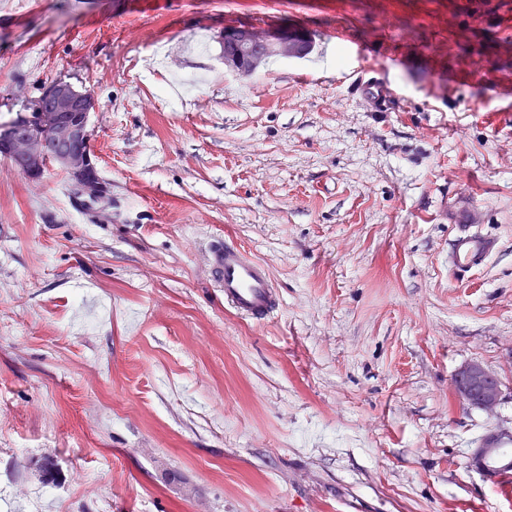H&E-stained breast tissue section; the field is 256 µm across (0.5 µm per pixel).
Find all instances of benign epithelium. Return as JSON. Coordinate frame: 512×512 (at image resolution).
Returning <instances> with one entry per match:
<instances>
[{"instance_id": "benign-epithelium-1", "label": "benign epithelium", "mask_w": 512, "mask_h": 512, "mask_svg": "<svg viewBox=\"0 0 512 512\" xmlns=\"http://www.w3.org/2000/svg\"><path fill=\"white\" fill-rule=\"evenodd\" d=\"M224 65L245 74L270 56L300 59L309 44L286 33L266 34L256 28L226 27L219 36ZM99 109L93 92L59 78L44 85L39 96L27 99V109L0 125V157L31 180L52 167L66 174L75 188L89 190L88 175L96 169L91 150V114ZM504 379L478 361L461 366L454 377L458 398L473 408L492 413L499 406ZM507 435L492 431L471 460L491 474L499 461V442Z\"/></svg>"}]
</instances>
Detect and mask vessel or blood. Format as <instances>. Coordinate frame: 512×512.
I'll return each instance as SVG.
<instances>
[{"label": "vessel or blood", "mask_w": 512, "mask_h": 512, "mask_svg": "<svg viewBox=\"0 0 512 512\" xmlns=\"http://www.w3.org/2000/svg\"><path fill=\"white\" fill-rule=\"evenodd\" d=\"M358 92L369 98L379 112H392L400 98L380 74L362 77ZM448 221L456 233L448 250V268L456 275L481 269L497 248L494 237L475 231V206L464 202L452 209ZM209 278L224 295V307L246 321L271 319L282 306L279 289L267 263L255 258L232 239L215 242L209 249Z\"/></svg>", "instance_id": "1"}]
</instances>
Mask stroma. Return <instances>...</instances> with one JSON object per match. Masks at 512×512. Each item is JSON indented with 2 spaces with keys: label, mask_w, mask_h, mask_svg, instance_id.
Segmentation results:
<instances>
[{
  "label": "stroma",
  "mask_w": 512,
  "mask_h": 512,
  "mask_svg": "<svg viewBox=\"0 0 512 512\" xmlns=\"http://www.w3.org/2000/svg\"><path fill=\"white\" fill-rule=\"evenodd\" d=\"M227 25L316 49L244 79ZM59 77L99 99L112 218L0 160V512H512L471 461L512 434V0H0V123ZM463 200L499 247L456 278ZM227 236L265 323L209 281ZM365 77H361L357 92L369 98L379 112H395L400 94L380 74L374 72L371 66L362 69ZM373 73V75H370ZM368 75V76H366ZM210 281L224 294V308L252 323L271 319L282 306L267 263L224 237L209 249ZM454 376V389L461 401L488 413L499 406L505 387L501 374L472 361L461 366Z\"/></svg>",
  "instance_id": "35a3bbf8"
}]
</instances>
